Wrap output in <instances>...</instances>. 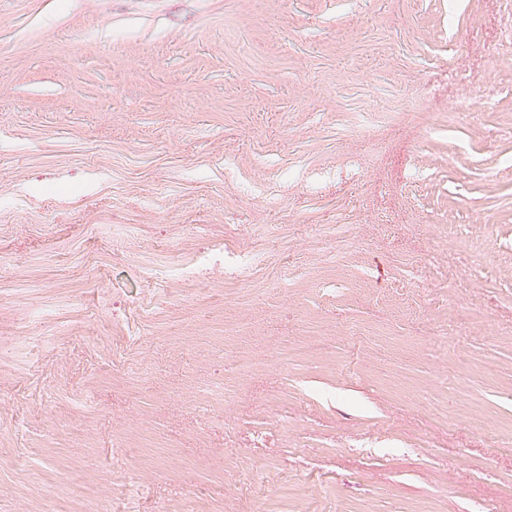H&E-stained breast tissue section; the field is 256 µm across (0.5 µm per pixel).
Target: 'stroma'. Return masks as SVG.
<instances>
[{"label":"stroma","mask_w":512,"mask_h":512,"mask_svg":"<svg viewBox=\"0 0 512 512\" xmlns=\"http://www.w3.org/2000/svg\"><path fill=\"white\" fill-rule=\"evenodd\" d=\"M0 512H512V0H0Z\"/></svg>","instance_id":"35a3bbf8"}]
</instances>
